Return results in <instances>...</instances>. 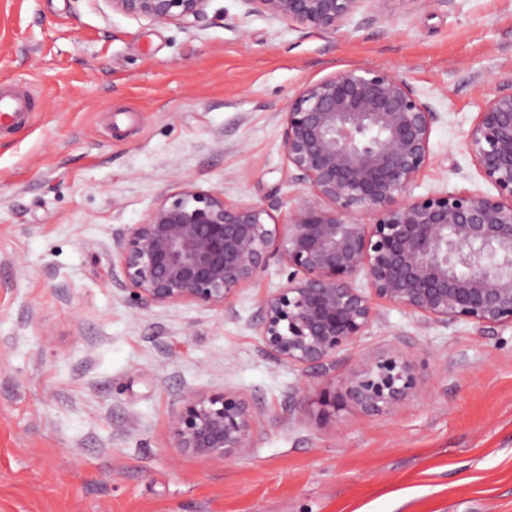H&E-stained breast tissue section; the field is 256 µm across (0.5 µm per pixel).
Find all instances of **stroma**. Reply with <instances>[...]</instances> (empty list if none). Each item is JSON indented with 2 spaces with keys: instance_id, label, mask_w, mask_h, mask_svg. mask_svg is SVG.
Instances as JSON below:
<instances>
[{
  "instance_id": "1",
  "label": "stroma",
  "mask_w": 512,
  "mask_h": 512,
  "mask_svg": "<svg viewBox=\"0 0 512 512\" xmlns=\"http://www.w3.org/2000/svg\"><path fill=\"white\" fill-rule=\"evenodd\" d=\"M373 66L435 114L412 196L492 193L465 142L485 96L512 91V0H369L335 34L241 0L185 29L104 0H0V89L34 117L0 133V512H512V328L483 332L382 305L356 348L422 359L421 393L324 419L313 371L259 336L278 262L229 310L142 306L106 271L112 237L187 181L278 222L308 196L283 110L306 84ZM257 409L252 448H177L187 394Z\"/></svg>"
}]
</instances>
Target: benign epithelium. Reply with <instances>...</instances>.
I'll return each mask as SVG.
<instances>
[{
	"label": "benign epithelium",
	"mask_w": 512,
	"mask_h": 512,
	"mask_svg": "<svg viewBox=\"0 0 512 512\" xmlns=\"http://www.w3.org/2000/svg\"><path fill=\"white\" fill-rule=\"evenodd\" d=\"M104 2L192 28L211 0ZM241 2L248 14L334 34L368 0ZM434 119L382 68L346 69L303 86L284 109L283 140L288 170L312 199L278 223L260 203L231 202L183 181L142 223L115 234L112 283L144 306L224 310L275 259L288 275L260 302L259 336L274 360L320 371L321 386L302 403L325 418L349 404L367 414L395 408L420 393L417 358L368 350L349 377L336 378V357L356 346L381 305L485 330L512 327V92L485 100L466 139L494 196H411L430 164ZM256 415L235 392L190 394L171 429L186 452L241 455L253 445Z\"/></svg>",
	"instance_id": "obj_1"
}]
</instances>
